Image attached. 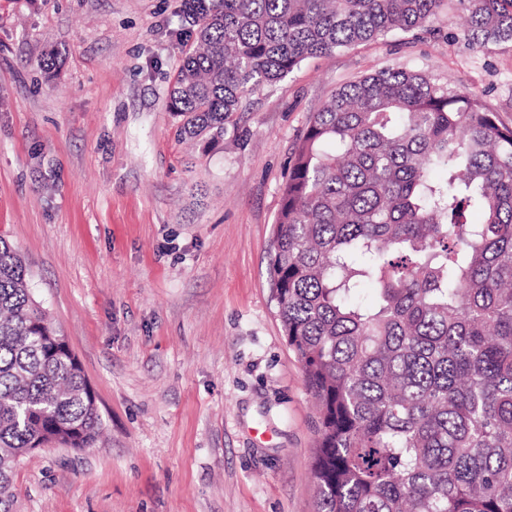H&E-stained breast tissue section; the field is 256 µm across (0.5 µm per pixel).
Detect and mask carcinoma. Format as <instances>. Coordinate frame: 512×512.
Returning <instances> with one entry per match:
<instances>
[{
  "label": "carcinoma",
  "instance_id": "obj_1",
  "mask_svg": "<svg viewBox=\"0 0 512 512\" xmlns=\"http://www.w3.org/2000/svg\"><path fill=\"white\" fill-rule=\"evenodd\" d=\"M459 2L468 43L512 41V0ZM443 4L184 0L178 138L216 142L257 87ZM273 234L278 317L318 411L315 512H512V127L418 71L348 82L306 125ZM26 276L0 238V512H15L21 457L101 432Z\"/></svg>",
  "mask_w": 512,
  "mask_h": 512
}]
</instances>
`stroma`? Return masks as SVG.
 <instances>
[{
	"instance_id": "obj_1",
	"label": "stroma",
	"mask_w": 512,
	"mask_h": 512,
	"mask_svg": "<svg viewBox=\"0 0 512 512\" xmlns=\"http://www.w3.org/2000/svg\"><path fill=\"white\" fill-rule=\"evenodd\" d=\"M181 4L0 0V237L103 426L93 447L20 461L18 512H314L317 412L269 266L310 116L394 67L478 93L512 126V41L470 46L447 0L423 27L261 86L202 150L168 110L192 43Z\"/></svg>"
}]
</instances>
